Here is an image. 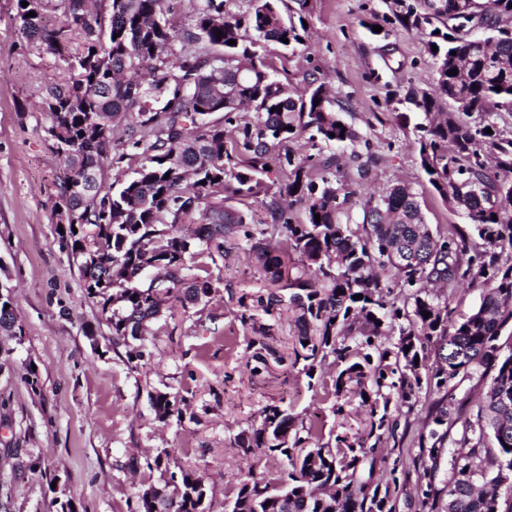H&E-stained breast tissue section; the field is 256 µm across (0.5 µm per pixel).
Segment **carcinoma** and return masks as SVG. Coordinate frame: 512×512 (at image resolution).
<instances>
[{
	"mask_svg": "<svg viewBox=\"0 0 512 512\" xmlns=\"http://www.w3.org/2000/svg\"><path fill=\"white\" fill-rule=\"evenodd\" d=\"M17 2L21 35L64 64V81L40 93L47 133L66 159L57 205L74 210L78 225L94 227V234L88 240L70 224L60 237L80 259L88 294L112 306V342L139 359L146 341L139 330L160 316L163 304L215 294L207 269L186 264L191 241L179 233L198 214L204 223L197 239L215 243L221 254L224 242L246 241L273 287L290 290L299 326L293 365L308 388L330 358L332 412L343 414L351 395L367 408L364 433L337 435L331 444L312 442L313 427L293 409L264 407L236 444L247 454L281 455L288 470L275 481L248 475L229 512H396L389 490L371 486L365 463L394 433L393 413L419 403V369L431 349L436 365L427 384L438 398L426 411L429 430L420 448L433 463L446 443L455 450L448 452L443 487L433 484L434 468L425 469L421 508L512 512V484L503 485L512 478V351L504 354L498 344L512 324V130L498 125L502 114H512V0H473L453 14L430 11L429 0H385L391 24L426 37L431 79L398 103L423 115L414 126L421 167L469 223L434 234L411 187L400 183L379 198L360 196L334 161L315 175L312 156L289 155L288 182L266 203L279 235L274 249L261 239L265 230L252 213L209 200L224 194L228 179L236 191L254 193L269 174L273 149L306 132L312 145L326 148L357 140L340 117L341 98H329L316 78L288 88L259 53L268 41H302L304 18L294 17L286 0H245L240 14L226 9L230 0H192L183 21L171 0H110L105 16L87 9L88 0H68L66 21L57 28L44 22L45 0ZM33 8L36 17L28 16ZM463 57L467 71L450 74ZM244 104L253 119L226 133L224 125L236 121ZM119 125L120 153L112 138ZM128 149L140 152V166L105 186V167L121 162ZM87 165L95 166L98 185L77 196L68 182ZM285 196L305 206V222H293ZM355 206L361 232L351 224ZM283 253L297 255L299 275L282 276ZM149 258L162 262L154 278L129 282L127 273ZM463 281L482 290L480 305L454 321L450 294ZM395 287L401 307L392 298ZM358 294L363 298L353 299ZM490 370L476 418L462 417L454 379ZM150 402L160 420L183 415L167 392ZM458 422L448 439V426ZM207 493L203 475L181 468L164 484L142 489L135 512H205Z\"/></svg>",
	"mask_w": 512,
	"mask_h": 512,
	"instance_id": "1",
	"label": "carcinoma"
}]
</instances>
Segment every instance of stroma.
Returning a JSON list of instances; mask_svg holds the SVG:
<instances>
[{"label":"stroma","mask_w":512,"mask_h":512,"mask_svg":"<svg viewBox=\"0 0 512 512\" xmlns=\"http://www.w3.org/2000/svg\"><path fill=\"white\" fill-rule=\"evenodd\" d=\"M16 13L17 0H0V282L10 287L16 314L14 333L0 334V490L10 512H60L65 502L73 512H132L138 490L164 477L145 464L163 449L171 465L204 475L207 512H224L241 476L273 480L288 466L285 457L236 446L269 404L292 406L327 431L361 432L357 404L335 418L292 368L293 310L259 309L254 325L241 324V297L267 295L269 285L249 244L225 243L223 257L209 264L218 289L209 303L172 302L151 323L144 360L129 361L125 347L113 345L103 301L89 297L80 261L58 234L56 183L65 159L36 90L57 82L63 65L22 37ZM388 14L383 0H309L302 44L269 42L263 52L288 87L314 75L344 100V118L359 136L333 150L346 177L356 175L351 152L371 150L377 163L365 189L379 195L405 183L431 229L466 223L429 184L412 124L396 118L397 99L426 86L433 60L422 35L389 26ZM377 25L389 34H375ZM288 174L272 170L248 197L225 188V207L265 220L264 204ZM260 325L270 327L269 337L259 336ZM32 367L35 389L24 379ZM155 391L182 398L181 420H157L149 402ZM436 398L422 390L418 408L398 415L375 456L376 481L396 487V512H420L419 437Z\"/></svg>","instance_id":"stroma-1"}]
</instances>
